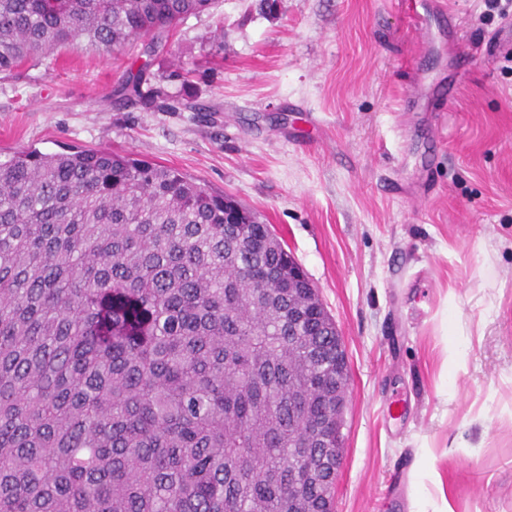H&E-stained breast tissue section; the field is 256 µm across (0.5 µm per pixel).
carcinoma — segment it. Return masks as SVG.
Returning a JSON list of instances; mask_svg holds the SVG:
<instances>
[{
	"mask_svg": "<svg viewBox=\"0 0 512 512\" xmlns=\"http://www.w3.org/2000/svg\"><path fill=\"white\" fill-rule=\"evenodd\" d=\"M212 0H0V73L148 52ZM271 225L99 149L0 160V512H291L336 436V336ZM306 311L302 323L289 309ZM336 478L300 483L296 512Z\"/></svg>",
	"mask_w": 512,
	"mask_h": 512,
	"instance_id": "obj_1",
	"label": "carcinoma"
}]
</instances>
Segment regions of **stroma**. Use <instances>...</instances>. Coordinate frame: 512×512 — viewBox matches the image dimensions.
I'll return each mask as SVG.
<instances>
[{
  "instance_id": "1",
  "label": "stroma",
  "mask_w": 512,
  "mask_h": 512,
  "mask_svg": "<svg viewBox=\"0 0 512 512\" xmlns=\"http://www.w3.org/2000/svg\"><path fill=\"white\" fill-rule=\"evenodd\" d=\"M452 3L422 46L420 0H214L135 101L109 56L0 77L1 155L131 153L274 226L348 356L334 512H512V26Z\"/></svg>"
}]
</instances>
